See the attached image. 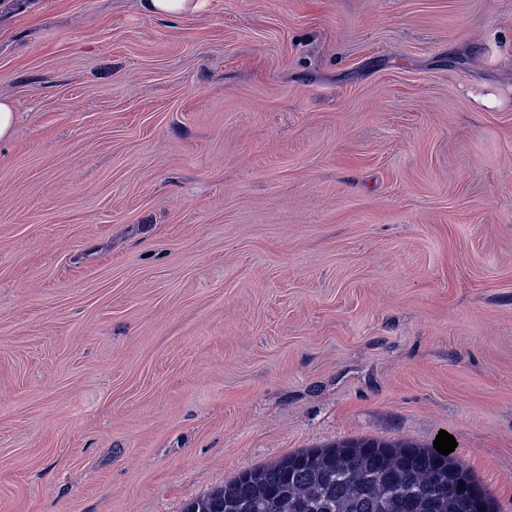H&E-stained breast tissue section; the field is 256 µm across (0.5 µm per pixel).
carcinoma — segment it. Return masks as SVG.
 I'll return each mask as SVG.
<instances>
[{
    "label": "carcinoma",
    "mask_w": 512,
    "mask_h": 512,
    "mask_svg": "<svg viewBox=\"0 0 512 512\" xmlns=\"http://www.w3.org/2000/svg\"><path fill=\"white\" fill-rule=\"evenodd\" d=\"M465 463L434 447L349 439L244 470L182 512H495Z\"/></svg>",
    "instance_id": "carcinoma-1"
}]
</instances>
